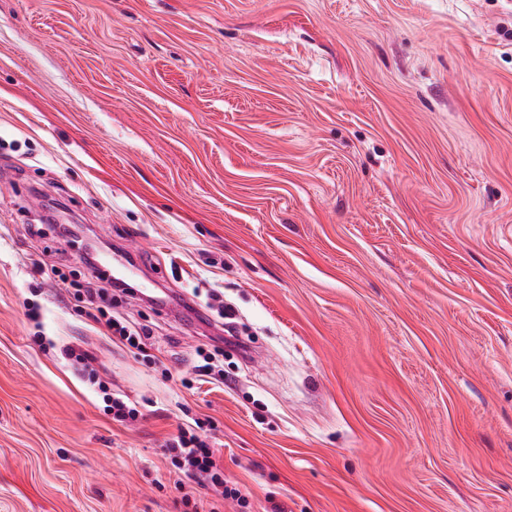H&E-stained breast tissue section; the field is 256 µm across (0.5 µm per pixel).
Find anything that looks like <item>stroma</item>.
<instances>
[{"label":"stroma","mask_w":512,"mask_h":512,"mask_svg":"<svg viewBox=\"0 0 512 512\" xmlns=\"http://www.w3.org/2000/svg\"><path fill=\"white\" fill-rule=\"evenodd\" d=\"M0 512H512V0H0ZM97 313H90V316L96 321L103 323L113 339L118 340L129 350L141 351L144 346V340L149 336L145 328H139L124 319L112 316L110 308L104 305H97L94 308ZM62 356L65 359H68L73 362V365L79 372L84 374H88L94 382H98V388L102 391L107 389L105 382L99 380V377L96 373V368L94 367L95 357L88 353L86 350H83L80 347H75L71 345H67L63 347L61 350ZM216 363H219V366L223 367L224 350L221 347H214L212 350L202 349L199 351L198 359L193 368L197 375L208 376L218 367ZM167 447L164 450L172 465L190 480L213 491L223 501L231 498L245 505L246 500L240 490L225 483L224 470L217 464L214 448L207 436L184 430Z\"/></svg>","instance_id":"stroma-1"}]
</instances>
